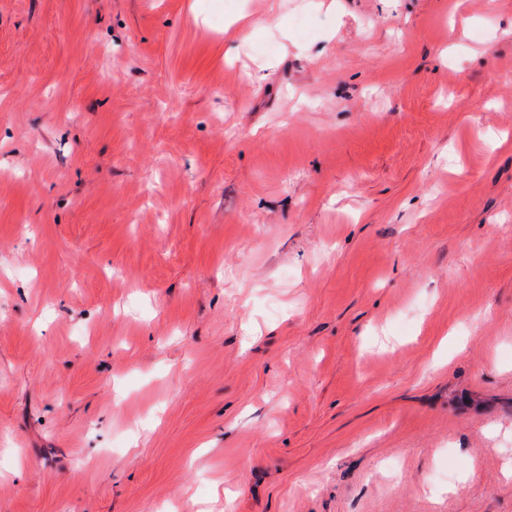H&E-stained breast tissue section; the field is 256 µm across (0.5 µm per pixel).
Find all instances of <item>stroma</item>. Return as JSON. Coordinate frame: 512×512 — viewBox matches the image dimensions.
I'll return each instance as SVG.
<instances>
[{
	"instance_id": "1",
	"label": "stroma",
	"mask_w": 512,
	"mask_h": 512,
	"mask_svg": "<svg viewBox=\"0 0 512 512\" xmlns=\"http://www.w3.org/2000/svg\"><path fill=\"white\" fill-rule=\"evenodd\" d=\"M0 512H512V0H0Z\"/></svg>"
}]
</instances>
